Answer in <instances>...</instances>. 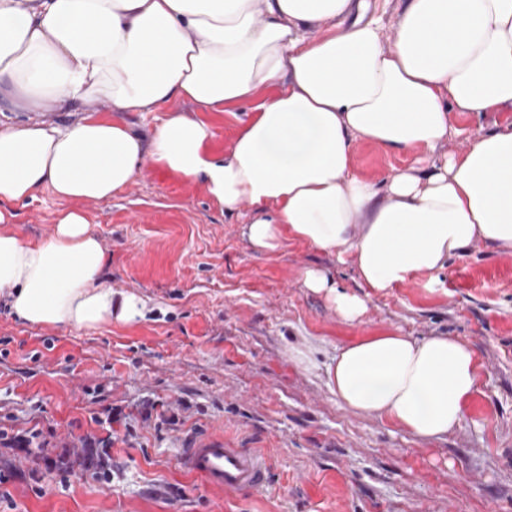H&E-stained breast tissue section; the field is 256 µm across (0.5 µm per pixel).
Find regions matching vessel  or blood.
<instances>
[{"label":"vessel or blood","instance_id":"1","mask_svg":"<svg viewBox=\"0 0 512 512\" xmlns=\"http://www.w3.org/2000/svg\"><path fill=\"white\" fill-rule=\"evenodd\" d=\"M184 462L206 484L227 492L263 488L270 472L265 457L248 448L229 447L217 436L190 439Z\"/></svg>","mask_w":512,"mask_h":512}]
</instances>
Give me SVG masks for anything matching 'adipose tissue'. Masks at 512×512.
<instances>
[{
    "instance_id": "1",
    "label": "adipose tissue",
    "mask_w": 512,
    "mask_h": 512,
    "mask_svg": "<svg viewBox=\"0 0 512 512\" xmlns=\"http://www.w3.org/2000/svg\"><path fill=\"white\" fill-rule=\"evenodd\" d=\"M245 100L215 154L203 113ZM0 112L25 115L0 121V203L60 204L36 244L0 212V288L29 324L143 317L138 296L99 286L106 254L82 205L148 164L202 185L225 214L255 207L254 248L296 240L349 257L377 292L437 277L477 239L512 251V124L439 151L450 113L512 112V0H399L391 16L367 0H0ZM127 112L160 113L150 139ZM358 141L418 158L375 182L351 168ZM303 284L345 321L366 310L325 270ZM479 378L473 349L441 335L366 336L328 367L349 409L419 439L461 425Z\"/></svg>"
}]
</instances>
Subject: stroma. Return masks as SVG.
<instances>
[{"instance_id": "35a3bbf8", "label": "stroma", "mask_w": 512, "mask_h": 512, "mask_svg": "<svg viewBox=\"0 0 512 512\" xmlns=\"http://www.w3.org/2000/svg\"><path fill=\"white\" fill-rule=\"evenodd\" d=\"M510 122L512 112L452 114L447 149ZM414 160L362 142L352 168L380 182ZM58 207L48 195L11 205L10 226L40 242ZM84 209L107 256L100 286L138 295L145 315L92 331L32 325L0 292V429L37 430L71 466L1 449L0 512H512V253L476 241L437 287L417 275L379 294L351 261L305 243L254 249L244 234L253 207L224 215L202 187L151 165ZM309 267L364 297L360 321L305 288ZM385 332L445 334L474 349L481 378L460 427L419 439L332 393L337 349ZM115 406L131 417L115 426L107 482L72 447L102 435L94 419ZM159 414L177 425L156 429ZM206 432L265 454L268 487L228 494L186 469L182 441Z\"/></svg>"}]
</instances>
